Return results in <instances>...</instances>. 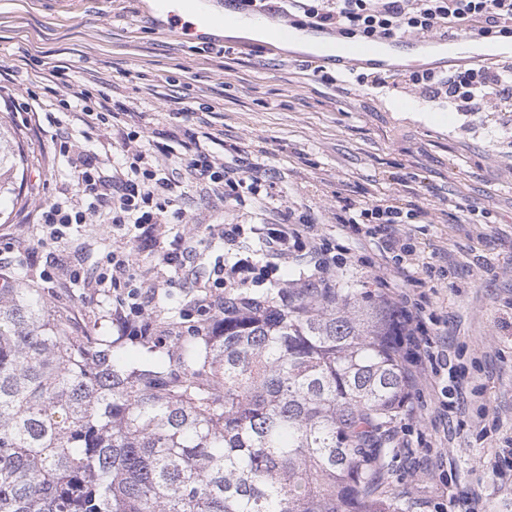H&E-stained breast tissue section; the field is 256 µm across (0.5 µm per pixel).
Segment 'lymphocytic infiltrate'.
Here are the masks:
<instances>
[{"label": "lymphocytic infiltrate", "mask_w": 512, "mask_h": 512, "mask_svg": "<svg viewBox=\"0 0 512 512\" xmlns=\"http://www.w3.org/2000/svg\"><path fill=\"white\" fill-rule=\"evenodd\" d=\"M259 11L290 15L303 13L306 23L329 28L348 36L397 38L419 35L440 37L466 30L485 36L512 37V0H252ZM409 83L433 98H445L464 112L482 111L484 103L512 100V67L497 71L460 67L446 73L434 70L411 72ZM123 161L108 163L78 143L61 141L75 173V189L40 207L37 222L50 238L63 230L83 226L89 217H104L112 229L126 231L130 247L106 254L99 266L89 271L74 270V282L87 288L124 287L115 310L124 333L149 335L152 328L148 309L154 285L138 282L133 243L156 240L166 224H186L187 238L178 247L158 252L157 273H186L197 248L204 245L211 227L193 223L178 203L188 186L202 185L221 200H241L257 192L259 179L249 174L238 157L223 158L207 148L196 132L186 134L185 156L168 151L162 142L142 141L134 131L123 133ZM359 218L369 221L366 237L382 236L387 252L410 259L413 250L397 231L403 223L400 209L388 206L360 208ZM255 236L250 250H242L244 231ZM224 252L214 263L212 282L197 290L190 301L187 319L203 326L224 313L225 299L243 294L246 288L267 285L285 287L272 278L279 262L294 260L307 265L304 281L328 288L340 266L358 261V254L337 251L326 233L309 215L286 206L275 224L222 225ZM398 308L410 327L407 341L413 347L408 361V378L418 388L433 384L439 369L437 342L427 336L423 298L404 292L397 297Z\"/></svg>", "instance_id": "f902f5d3"}]
</instances>
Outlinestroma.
Here are the masks:
<instances>
[{"label": "stroma", "mask_w": 512, "mask_h": 512, "mask_svg": "<svg viewBox=\"0 0 512 512\" xmlns=\"http://www.w3.org/2000/svg\"><path fill=\"white\" fill-rule=\"evenodd\" d=\"M0 84L26 100L35 73L59 65L85 84L92 109L126 113L145 138L173 127H205L237 145L262 180L264 211L252 200L222 201L196 189L181 203L217 224L275 222L282 202L309 212L337 243L382 259L380 243L346 233L345 202L412 211L400 225L417 258L380 288L367 265L338 282L388 298L425 294L439 339L459 375L450 409L440 387L411 390L394 428L408 449H390L379 494L409 512H446L450 494L478 495L485 512H512V108L491 101L460 112L381 72L379 84L358 71L324 67L259 39L202 44L155 30L140 0H0ZM50 121L0 106V131L23 162L12 188L0 191V273L40 289L52 309L67 310L82 336L117 340L132 368L151 364L142 343L115 321L113 292L73 284V266L92 268L125 238L92 222L49 239L33 217L74 183L58 135L111 160L123 157L111 124L75 120L58 87ZM449 118L438 125L435 114ZM49 279H42V271ZM190 285L173 278L152 304L154 324L184 332Z\"/></svg>", "instance_id": "35a3bbf8"}]
</instances>
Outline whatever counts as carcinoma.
Returning <instances> with one entry per match:
<instances>
[{
	"mask_svg": "<svg viewBox=\"0 0 512 512\" xmlns=\"http://www.w3.org/2000/svg\"><path fill=\"white\" fill-rule=\"evenodd\" d=\"M191 336L131 369L0 284V512H404L378 494L408 400L384 298L247 293Z\"/></svg>",
	"mask_w": 512,
	"mask_h": 512,
	"instance_id": "obj_1",
	"label": "carcinoma"
}]
</instances>
